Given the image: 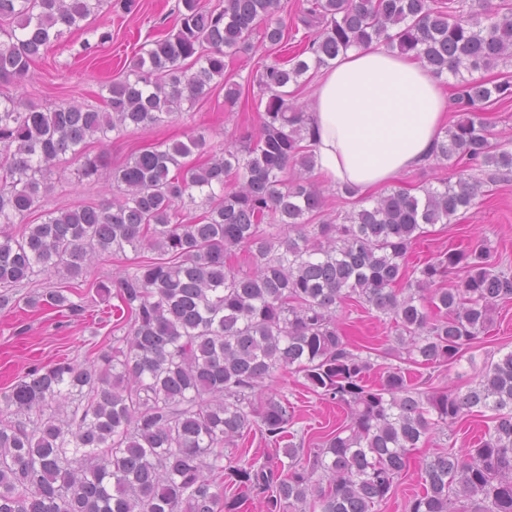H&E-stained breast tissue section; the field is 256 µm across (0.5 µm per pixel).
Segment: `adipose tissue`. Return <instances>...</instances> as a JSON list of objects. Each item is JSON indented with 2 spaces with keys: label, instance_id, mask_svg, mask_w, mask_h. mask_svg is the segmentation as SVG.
<instances>
[{
  "label": "adipose tissue",
  "instance_id": "obj_1",
  "mask_svg": "<svg viewBox=\"0 0 512 512\" xmlns=\"http://www.w3.org/2000/svg\"><path fill=\"white\" fill-rule=\"evenodd\" d=\"M448 95L420 61L384 47L349 49L319 81L306 112L326 181L365 195L432 156L448 126Z\"/></svg>",
  "mask_w": 512,
  "mask_h": 512
}]
</instances>
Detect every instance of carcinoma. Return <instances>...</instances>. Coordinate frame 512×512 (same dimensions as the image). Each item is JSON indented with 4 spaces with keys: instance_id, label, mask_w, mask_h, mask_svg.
Masks as SVG:
<instances>
[{
    "instance_id": "cac0c4a2",
    "label": "carcinoma",
    "mask_w": 512,
    "mask_h": 512,
    "mask_svg": "<svg viewBox=\"0 0 512 512\" xmlns=\"http://www.w3.org/2000/svg\"><path fill=\"white\" fill-rule=\"evenodd\" d=\"M180 2L177 30L132 58L134 79L105 86V109L43 111L21 94L0 98L1 310L37 276L87 278L97 255H161L92 283L118 300L113 328L122 335L110 350L85 365H35L0 393V512H239L255 496L266 512H380L411 452L476 412L491 422L476 447L424 460L422 491L406 512H512V351L465 391L424 389L391 363H457L512 300V274L484 243L439 254L413 268L414 279L407 264L426 225L451 223L482 193L465 171L512 173V148L491 145L480 116L512 98V83L463 78L512 54V11L489 0H309L299 18L306 41L290 51L280 0ZM101 4L0 0V20L12 23L0 41V82L23 87L41 51ZM256 32L278 51L256 73V135L238 147L198 134L141 148L112 169V199L24 223L42 207L60 157L81 180L103 177L104 157L87 140L156 127L216 79L235 106L242 86L224 78L225 58L251 50ZM373 43L461 78L458 119L433 154L461 170L421 197L394 188L341 224H315L323 197L284 178L291 166L315 168L289 87ZM195 152L206 159L186 161ZM15 224L21 231L7 232ZM284 226L295 235L281 236ZM241 254L247 271L234 269ZM457 269L463 277L441 287ZM73 289L31 292L25 307L80 317ZM353 297L394 325L380 363L352 349L337 324V308ZM286 369L346 410L319 448L293 441L288 398L271 387ZM252 431L278 445L274 457L242 458L237 441ZM228 484L237 490L229 498Z\"/></svg>"
}]
</instances>
